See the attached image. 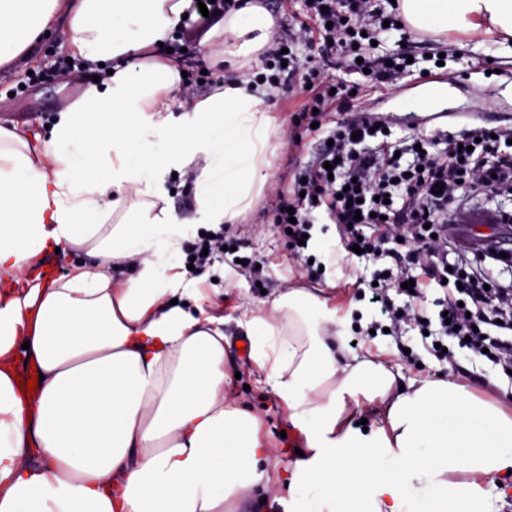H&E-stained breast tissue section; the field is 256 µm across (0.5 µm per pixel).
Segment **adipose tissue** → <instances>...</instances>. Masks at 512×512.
Returning <instances> with one entry per match:
<instances>
[{"label":"adipose tissue","mask_w":512,"mask_h":512,"mask_svg":"<svg viewBox=\"0 0 512 512\" xmlns=\"http://www.w3.org/2000/svg\"><path fill=\"white\" fill-rule=\"evenodd\" d=\"M191 5L0 0V66L66 12L74 58L99 76L48 136L0 126V512H242L263 480L271 450L225 396L224 320L188 277L185 245L252 207L282 142L266 82L219 83L183 105L163 44ZM400 11L420 31L512 42V0ZM274 26L259 0H239L206 35L209 64L251 66ZM175 172L193 176L192 216L170 205ZM54 251L81 260L36 273ZM272 308L280 324L254 312L238 325L301 439L288 512H492L512 483L511 415L442 378L398 388L349 347L318 290L288 289ZM21 356L43 375L29 396Z\"/></svg>","instance_id":"adipose-tissue-1"}]
</instances>
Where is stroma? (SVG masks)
<instances>
[{
  "instance_id": "1",
  "label": "stroma",
  "mask_w": 512,
  "mask_h": 512,
  "mask_svg": "<svg viewBox=\"0 0 512 512\" xmlns=\"http://www.w3.org/2000/svg\"><path fill=\"white\" fill-rule=\"evenodd\" d=\"M268 11L279 28L295 36L294 50L300 61L310 62L327 79L363 83L365 107L388 125L391 141L416 135L433 138L442 144L450 137L477 128L512 130V58L504 56L493 37L483 31L448 32L430 43H405L401 31L381 33L376 55L388 56L407 49L417 62L399 74L395 84L364 83L361 74L322 58L310 35L302 33L307 20V0H289L280 7L271 0ZM208 20L197 17L177 31L170 46L184 53L186 85L193 94L204 95L223 73L209 67L201 46L210 28ZM446 55L450 76L447 81L431 82L420 71L432 67L439 55ZM67 22L58 19L34 53L0 67V125L44 132L60 110L72 103L92 80L89 68L70 58ZM268 101L276 124L293 137L273 161L271 186L252 211L238 223L224 227V241L235 253L214 254L207 262L195 265L194 277L210 292L213 311L224 315L227 339L224 347L239 371L229 391L259 422V434L270 446L298 447L299 441L287 435V411L274 394L256 384L249 356L241 355L236 320L243 313L262 312L277 319L271 303L290 288H323L330 303L343 319L348 339L371 349L398 376L400 384L425 376H443L463 384L474 396L512 411V380L495 365L471 350L454 348L451 359L437 356L427 348L417 327L404 326L398 335H371L377 316L365 293L378 268L376 262L345 252L339 246L335 225L319 222L310 229L312 237L335 244V258L322 273L307 270L304 262L291 258L292 246L282 227L275 224L272 202L282 186L311 159L317 144L305 124L299 121L303 103L291 85L273 90ZM243 257L245 266H236L234 257Z\"/></svg>"
}]
</instances>
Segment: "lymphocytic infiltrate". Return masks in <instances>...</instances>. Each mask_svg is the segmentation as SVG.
Masks as SVG:
<instances>
[{
  "label": "lymphocytic infiltrate",
  "mask_w": 512,
  "mask_h": 512,
  "mask_svg": "<svg viewBox=\"0 0 512 512\" xmlns=\"http://www.w3.org/2000/svg\"><path fill=\"white\" fill-rule=\"evenodd\" d=\"M309 18L319 41L339 60L362 58L363 68L375 83H390L398 73V63L406 62L403 52L394 53V66L385 60L363 55L364 33L383 23L399 22L397 13L385 14L372 7V0H309ZM350 84L305 74L299 93L304 98L302 117L321 121L330 112L345 118L329 131L328 141L319 142L315 156L297 171L296 182L278 192L273 203L277 221L290 225L292 241L308 234L315 217L336 224L345 249L359 247L375 257L383 253L387 241L402 239L407 249L405 262L421 269L419 276L408 273L379 278L372 289L371 303L380 308L392 326L401 320L436 329L439 337L466 342L474 352L488 350L494 362L512 368V289L495 287L493 269L499 253L480 250L472 270L463 264H449L447 230L459 212L488 187L512 189V154L500 152L489 130L477 129L460 139L449 140L444 152L429 153V140H421V151L412 165L402 166L394 150L379 153L357 150L358 137H369L377 119L355 108ZM441 193H434V186ZM464 195H457L458 186ZM377 227L374 237L364 236V226ZM414 281V301L394 308L390 294ZM447 283L440 305L443 316L427 322L417 304L430 284Z\"/></svg>",
  "instance_id": "1"
}]
</instances>
